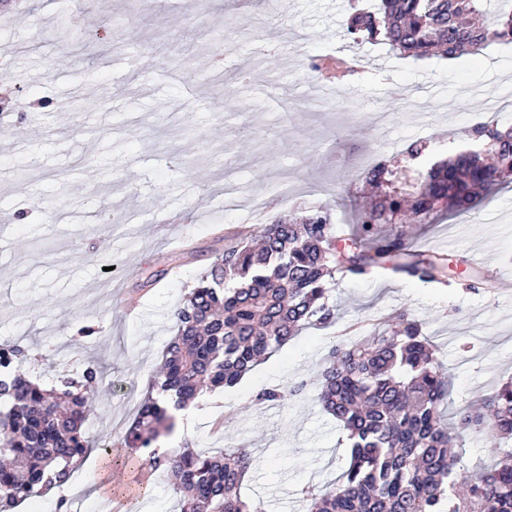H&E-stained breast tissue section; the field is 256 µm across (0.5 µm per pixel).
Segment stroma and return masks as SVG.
I'll return each mask as SVG.
<instances>
[{
    "mask_svg": "<svg viewBox=\"0 0 512 512\" xmlns=\"http://www.w3.org/2000/svg\"><path fill=\"white\" fill-rule=\"evenodd\" d=\"M353 0H0V345L25 349L22 369L48 387L60 370L95 366L101 393L85 415L96 447L84 482L33 494L14 512L58 501L102 512L105 492L134 512H179L165 473L121 437L173 334V314L224 251L226 230L271 223L283 210L326 209L339 239L371 195L361 172L385 164L400 186L470 144L480 122L512 126V44L455 59L414 60L345 34ZM268 25L256 30L254 11ZM278 50L250 51L258 35ZM304 41L305 55L293 52ZM234 51L224 53L226 42ZM357 62L338 89L313 95L311 55ZM353 110L336 109L337 94ZM424 147L418 158L406 148ZM413 250L438 251L494 288L375 275L337 281L330 327L301 330L232 388L201 394L177 415L167 447L247 444L242 494L266 512H304L301 491L328 487L350 443L309 396L256 407L269 386L316 380L331 346L392 312L418 320L450 378L445 416L481 406L512 379V183L474 209L438 208L430 223L377 227ZM92 326L93 335L78 330ZM224 430H213L216 420ZM112 446V464L98 445ZM465 467L512 450L488 429L459 435Z\"/></svg>",
    "mask_w": 512,
    "mask_h": 512,
    "instance_id": "1",
    "label": "stroma"
}]
</instances>
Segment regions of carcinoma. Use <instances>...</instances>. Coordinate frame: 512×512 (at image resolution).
<instances>
[{
    "label": "carcinoma",
    "instance_id": "obj_1",
    "mask_svg": "<svg viewBox=\"0 0 512 512\" xmlns=\"http://www.w3.org/2000/svg\"><path fill=\"white\" fill-rule=\"evenodd\" d=\"M485 0H377L357 10L347 33L356 42H381L416 60L454 59L491 42L512 43V15L491 21ZM316 73L352 72L347 63L322 55L308 58ZM473 136L491 146L472 147L434 162L421 185L385 192L356 219V240L339 247L329 214L312 210L243 230L229 238L220 260L201 275L174 313L175 334L163 351L159 376L141 402L122 444L145 452L148 465L175 478L180 512H264L242 498L250 465L247 448L200 452L187 442L169 450L161 437L175 428L170 411L188 409L205 389L236 385L260 361L308 326H326L336 278L382 270L422 283L447 284L455 273L441 254L413 251L401 234L378 237L374 225L403 214L426 220L437 206L468 211L512 177V129L481 124ZM377 188L390 171L376 165L362 172ZM25 357L14 345L0 349V512H8L35 488L65 484L75 462L91 450L83 429L90 394L101 386L94 368L63 371L62 387L50 389L14 370ZM449 381L428 337L405 311L328 353L313 398L342 426L351 460L332 490H302L306 512H512V460L479 471L455 490L460 456L452 448L440 406ZM309 384L268 388L256 406L276 404L285 393L305 394ZM488 425L512 438V380L484 405L458 413L461 431Z\"/></svg>",
    "mask_w": 512,
    "mask_h": 512
}]
</instances>
